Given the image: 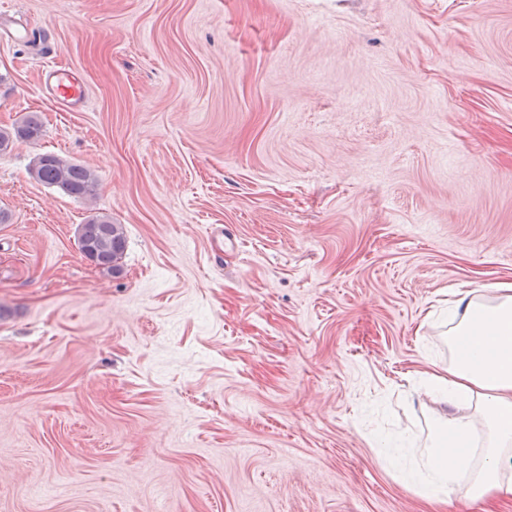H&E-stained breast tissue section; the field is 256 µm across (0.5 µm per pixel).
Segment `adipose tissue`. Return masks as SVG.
Here are the masks:
<instances>
[{"instance_id":"ef3b65f1","label":"adipose tissue","mask_w":512,"mask_h":512,"mask_svg":"<svg viewBox=\"0 0 512 512\" xmlns=\"http://www.w3.org/2000/svg\"><path fill=\"white\" fill-rule=\"evenodd\" d=\"M495 305L461 297L448 313L455 325L450 342L455 357L447 368L421 372L420 378L442 414L432 418L421 461L416 466L429 502L455 497L493 512L512 499V280L496 283ZM473 405L488 427L483 446L474 443L471 420L461 415ZM482 468L468 478L474 456Z\"/></svg>"}]
</instances>
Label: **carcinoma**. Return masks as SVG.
Returning a JSON list of instances; mask_svg holds the SVG:
<instances>
[{"label":"carcinoma","instance_id":"1","mask_svg":"<svg viewBox=\"0 0 512 512\" xmlns=\"http://www.w3.org/2000/svg\"><path fill=\"white\" fill-rule=\"evenodd\" d=\"M43 136V125L34 114L24 116L13 128L0 129V154L7 153L18 142L34 144ZM32 180L63 194L92 201L99 190V177L95 170L64 158L56 153H39L29 163ZM79 252L91 249V263L101 271L114 275L121 271L120 260L126 248L124 225L112 222L106 214H91L78 225Z\"/></svg>","mask_w":512,"mask_h":512}]
</instances>
